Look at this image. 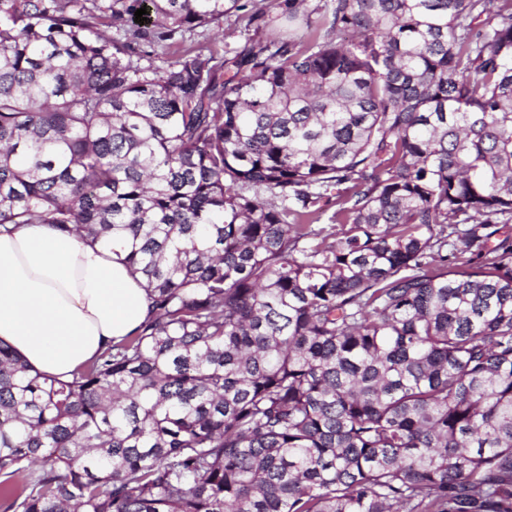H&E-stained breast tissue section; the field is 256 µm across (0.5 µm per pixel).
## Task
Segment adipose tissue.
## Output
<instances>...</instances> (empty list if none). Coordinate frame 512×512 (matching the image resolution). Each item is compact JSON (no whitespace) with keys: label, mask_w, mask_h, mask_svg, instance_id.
Instances as JSON below:
<instances>
[{"label":"adipose tissue","mask_w":512,"mask_h":512,"mask_svg":"<svg viewBox=\"0 0 512 512\" xmlns=\"http://www.w3.org/2000/svg\"><path fill=\"white\" fill-rule=\"evenodd\" d=\"M150 301L112 250L46 224L0 227V343L60 378L140 327Z\"/></svg>","instance_id":"ef3b65f1"}]
</instances>
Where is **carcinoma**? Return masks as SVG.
<instances>
[{
    "label": "carcinoma",
    "instance_id": "1",
    "mask_svg": "<svg viewBox=\"0 0 512 512\" xmlns=\"http://www.w3.org/2000/svg\"><path fill=\"white\" fill-rule=\"evenodd\" d=\"M307 2L223 79L145 48L240 0H0V226L151 304L0 344V512H512V0Z\"/></svg>",
    "mask_w": 512,
    "mask_h": 512
}]
</instances>
